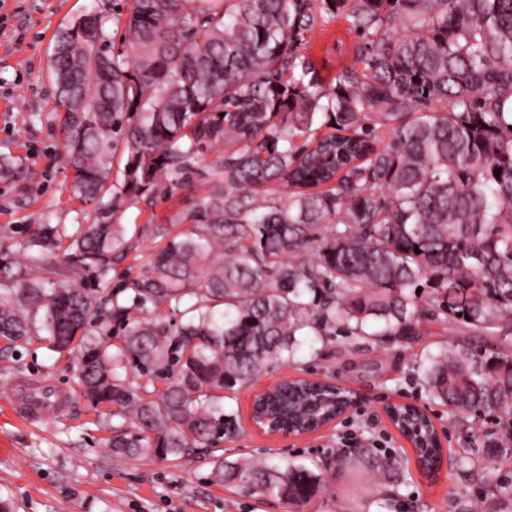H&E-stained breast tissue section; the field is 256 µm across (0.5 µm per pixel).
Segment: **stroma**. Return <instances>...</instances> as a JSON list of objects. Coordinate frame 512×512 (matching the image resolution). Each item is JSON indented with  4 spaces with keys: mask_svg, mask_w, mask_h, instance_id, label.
I'll return each instance as SVG.
<instances>
[{
    "mask_svg": "<svg viewBox=\"0 0 512 512\" xmlns=\"http://www.w3.org/2000/svg\"><path fill=\"white\" fill-rule=\"evenodd\" d=\"M125 7L126 0H0V231H10L18 261L27 255L21 232L25 225L73 228L96 218L93 205L73 200L67 189L50 56L53 36L61 27L99 11L112 35L117 13ZM356 41L340 17L310 33L306 54L328 82L351 62ZM211 166V160L201 161L204 177L153 204H119L112 221L126 230L127 255L113 263L106 280L79 278L76 286L98 287L117 295L120 303L131 304L134 293L126 283L147 268L159 245L155 226L181 231L182 214L209 191L206 172ZM34 326L29 340L18 344L0 338V500L7 502L9 512H287L286 504L215 483L213 461L241 457L315 470L329 457L358 456L356 466L329 472L326 487L303 512H390L382 496L384 481L365 461L369 453L400 462L397 494L404 512H456L462 503L474 512H492L487 486L512 474V463L482 458L474 464L478 475L472 480L448 463L426 476L417 468L410 445L382 412L389 399L425 406L445 433L444 447L462 454L465 441L458 419L429 401L420 369L428 357L451 344L489 356V349L454 320L429 326L423 336L383 343L368 336L300 331L294 362H273L253 385L226 393L220 406L229 430L216 442L211 457L127 462L114 461L106 444L119 418L91 411L78 390L72 356L50 349L42 321ZM20 376L70 391L68 410L33 425L15 417L9 390ZM295 378L340 384L356 392L359 402L337 422L304 437L272 438L258 432L250 419L255 390Z\"/></svg>",
    "mask_w": 512,
    "mask_h": 512,
    "instance_id": "stroma-1",
    "label": "stroma"
}]
</instances>
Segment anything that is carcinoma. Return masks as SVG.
<instances>
[{"label":"carcinoma","mask_w":512,"mask_h":512,"mask_svg":"<svg viewBox=\"0 0 512 512\" xmlns=\"http://www.w3.org/2000/svg\"><path fill=\"white\" fill-rule=\"evenodd\" d=\"M338 17L355 56L325 84L305 49ZM117 23L118 49L101 12L55 36L69 189L99 217L30 225L36 278L0 239V337L26 338L44 312L90 407L134 419L113 429L112 456L178 460L224 436V391L293 360L300 330L411 338L452 318L493 355L441 350L423 371L429 396L461 418L497 416L471 456L512 460V0H132ZM211 153V192L178 234L156 225L165 244L130 283L132 305L69 285L73 272L106 278L126 250L112 209L190 186ZM61 247L62 263L45 260ZM421 279L426 301L410 291ZM148 303L180 321L146 318ZM127 364L174 381L147 400ZM353 397L299 378L263 414L302 427ZM395 423L427 471L442 456L432 418L399 406ZM212 476L297 507L326 482L245 459ZM491 496L512 512V480Z\"/></svg>","instance_id":"carcinoma-1"}]
</instances>
